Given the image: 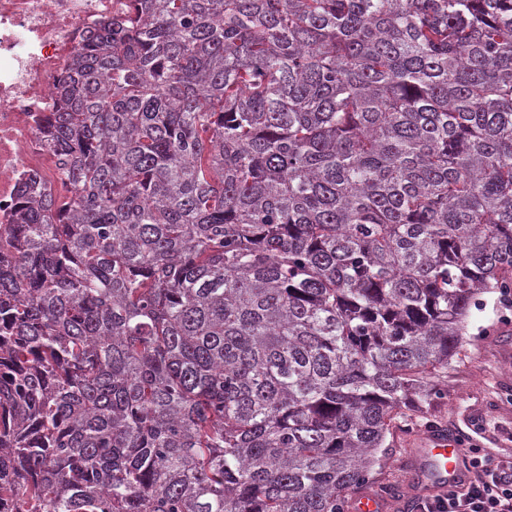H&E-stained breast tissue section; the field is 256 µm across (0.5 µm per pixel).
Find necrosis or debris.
I'll use <instances>...</instances> for the list:
<instances>
[{
  "mask_svg": "<svg viewBox=\"0 0 512 512\" xmlns=\"http://www.w3.org/2000/svg\"><path fill=\"white\" fill-rule=\"evenodd\" d=\"M125 0H0V224L12 223L18 188L40 175L59 182L56 156L39 132L54 112V84L82 34L120 12Z\"/></svg>",
  "mask_w": 512,
  "mask_h": 512,
  "instance_id": "obj_1",
  "label": "necrosis or debris"
}]
</instances>
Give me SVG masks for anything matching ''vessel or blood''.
I'll return each instance as SVG.
<instances>
[{
	"label": "vessel or blood",
	"mask_w": 512,
	"mask_h": 512,
	"mask_svg": "<svg viewBox=\"0 0 512 512\" xmlns=\"http://www.w3.org/2000/svg\"><path fill=\"white\" fill-rule=\"evenodd\" d=\"M483 436L478 426L463 438L441 428L423 433L411 452L409 478L401 488L403 498H432L444 494L449 486L466 482L464 449L479 444Z\"/></svg>",
	"instance_id": "1"
}]
</instances>
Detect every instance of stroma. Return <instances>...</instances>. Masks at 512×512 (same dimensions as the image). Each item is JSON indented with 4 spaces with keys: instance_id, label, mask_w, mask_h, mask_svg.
I'll list each match as a JSON object with an SVG mask.
<instances>
[{
    "instance_id": "stroma-1",
    "label": "stroma",
    "mask_w": 512,
    "mask_h": 512,
    "mask_svg": "<svg viewBox=\"0 0 512 512\" xmlns=\"http://www.w3.org/2000/svg\"><path fill=\"white\" fill-rule=\"evenodd\" d=\"M440 385L446 398L432 415L436 427L460 432L474 421L498 447L512 449V308L503 306L498 293L483 294L480 306L472 308L463 350L441 373ZM425 430L411 412L394 422V436L372 488L391 499L390 512H407L396 497L405 481L409 450Z\"/></svg>"
}]
</instances>
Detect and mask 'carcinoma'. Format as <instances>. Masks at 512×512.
<instances>
[{"label":"carcinoma","instance_id":"1","mask_svg":"<svg viewBox=\"0 0 512 512\" xmlns=\"http://www.w3.org/2000/svg\"><path fill=\"white\" fill-rule=\"evenodd\" d=\"M0 224V512H344L512 294V0H127Z\"/></svg>","mask_w":512,"mask_h":512}]
</instances>
